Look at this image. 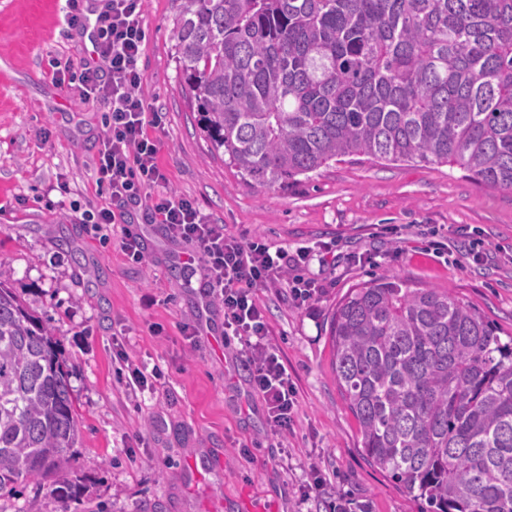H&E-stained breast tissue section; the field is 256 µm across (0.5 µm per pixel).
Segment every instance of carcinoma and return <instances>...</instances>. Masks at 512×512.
I'll list each match as a JSON object with an SVG mask.
<instances>
[{
	"mask_svg": "<svg viewBox=\"0 0 512 512\" xmlns=\"http://www.w3.org/2000/svg\"><path fill=\"white\" fill-rule=\"evenodd\" d=\"M177 69L210 151L286 189L348 156L451 162L512 192V0H180ZM0 270V492L57 477L78 433L51 329ZM368 460L425 512H512V338L383 275L331 317Z\"/></svg>",
	"mask_w": 512,
	"mask_h": 512,
	"instance_id": "1",
	"label": "carcinoma"
}]
</instances>
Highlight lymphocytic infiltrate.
I'll return each mask as SVG.
<instances>
[{
	"mask_svg": "<svg viewBox=\"0 0 512 512\" xmlns=\"http://www.w3.org/2000/svg\"><path fill=\"white\" fill-rule=\"evenodd\" d=\"M143 15L144 0H108L95 37L100 63L82 67L76 75L85 101H100L108 108V131L93 167L95 180L108 186L113 199L142 206L148 223L164 225L172 237L196 244L209 293L224 305V327L244 346L252 387L264 401L275 433L288 432L296 389L269 342L257 293L280 286L300 306L317 298L318 282L290 275L309 252L300 248L291 253L258 238L225 236L223 225L205 222L191 201L158 193L165 181L158 162L160 143L148 132L155 119L141 94Z\"/></svg>",
	"mask_w": 512,
	"mask_h": 512,
	"instance_id": "lymphocytic-infiltrate-1",
	"label": "lymphocytic infiltrate"
}]
</instances>
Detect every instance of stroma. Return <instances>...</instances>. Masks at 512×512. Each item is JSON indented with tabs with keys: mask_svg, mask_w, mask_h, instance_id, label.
I'll return each mask as SVG.
<instances>
[{
	"mask_svg": "<svg viewBox=\"0 0 512 512\" xmlns=\"http://www.w3.org/2000/svg\"><path fill=\"white\" fill-rule=\"evenodd\" d=\"M60 0H0V269L29 312L53 331L69 373L80 431L68 451L73 487L19 480L0 512H333L331 499L300 502L319 469L337 494L368 512H421L420 501L371 465L357 421L333 374L329 324L342 296L382 273L413 288L450 293L512 336V193L449 164L344 158L285 190L242 179L211 157L173 58L176 0H145L144 99L158 112L166 176L161 192L191 200L228 236L318 253L319 299L296 307L264 288L269 336L296 384L287 437L272 435L253 391L242 343L224 333V308L198 318L206 280L190 263L193 242L148 224L138 207L112 205L91 176L106 121L60 64L93 63V42L61 21ZM113 208L134 222L146 259L131 262L121 224L103 235L87 212ZM478 230L491 249L480 265L460 253L457 228ZM72 236L73 253L58 248ZM157 368L152 387L130 395L120 353ZM209 459L206 469L194 461Z\"/></svg>",
	"mask_w": 512,
	"mask_h": 512,
	"instance_id": "obj_1",
	"label": "stroma"
}]
</instances>
